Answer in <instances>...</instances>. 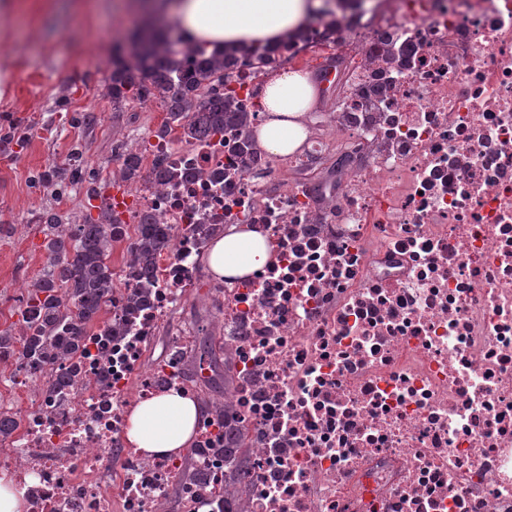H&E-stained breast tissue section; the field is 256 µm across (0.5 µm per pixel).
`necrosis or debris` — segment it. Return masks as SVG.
Here are the masks:
<instances>
[{
    "mask_svg": "<svg viewBox=\"0 0 512 512\" xmlns=\"http://www.w3.org/2000/svg\"><path fill=\"white\" fill-rule=\"evenodd\" d=\"M306 44L353 70L333 134L285 158L237 155L228 132L159 139L173 178L144 176L135 206L113 198L127 224L172 225L173 254L134 311L115 289L122 336L84 337L69 386L46 364L0 437L29 512H232L223 424L201 423L182 456L146 458L125 439L133 404L207 396L210 368L185 366L194 328L146 360L202 275L191 224L259 225L275 252L214 294L245 512H512V0H375ZM298 52L240 61L226 85L257 108ZM341 147L355 167L316 193Z\"/></svg>",
    "mask_w": 512,
    "mask_h": 512,
    "instance_id": "4bbe7bcc",
    "label": "necrosis or debris"
}]
</instances>
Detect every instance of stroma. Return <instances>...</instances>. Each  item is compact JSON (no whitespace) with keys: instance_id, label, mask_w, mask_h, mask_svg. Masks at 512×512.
<instances>
[{"instance_id":"35a3bbf8","label":"stroma","mask_w":512,"mask_h":512,"mask_svg":"<svg viewBox=\"0 0 512 512\" xmlns=\"http://www.w3.org/2000/svg\"><path fill=\"white\" fill-rule=\"evenodd\" d=\"M132 24L115 0H95L84 14L71 0H27L19 26L0 23V72L12 75L0 98V128L16 125L27 136L24 146L0 153V224L11 227L0 236V329L16 322L18 297L43 270V211L54 209L69 224L86 214L83 190L71 187L63 197L42 191L34 174L66 164L78 147L84 172L116 175L113 142L147 150L165 120L160 97L142 102L131 96L116 105L102 92L112 72V46ZM79 112L93 114L91 125H72Z\"/></svg>"}]
</instances>
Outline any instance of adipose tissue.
<instances>
[{"label": "adipose tissue", "instance_id": "obj_1", "mask_svg": "<svg viewBox=\"0 0 512 512\" xmlns=\"http://www.w3.org/2000/svg\"><path fill=\"white\" fill-rule=\"evenodd\" d=\"M322 0H122L123 9L140 23L176 26L186 43L207 51L240 43L279 40L300 28ZM314 94L310 79L284 70L265 87L260 101L263 121L257 142L267 153L287 156L308 137L302 121ZM273 258L267 237L256 230L226 229L212 242L206 260L217 279L246 278ZM202 410L178 390L140 402L126 431L128 444L144 455L181 454L189 447Z\"/></svg>", "mask_w": 512, "mask_h": 512}]
</instances>
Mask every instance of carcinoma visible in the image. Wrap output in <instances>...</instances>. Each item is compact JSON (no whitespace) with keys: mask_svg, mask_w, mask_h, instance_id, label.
<instances>
[{"mask_svg":"<svg viewBox=\"0 0 512 512\" xmlns=\"http://www.w3.org/2000/svg\"><path fill=\"white\" fill-rule=\"evenodd\" d=\"M242 57L264 64L256 46H240L214 51L191 47L168 31H156L147 37H130L128 50L112 53V74L106 89L112 102L119 104L128 92L143 98L144 88L151 85L166 104L167 117L156 136L163 138L180 131V141L187 142L209 133L236 130L243 135L240 153L252 155L260 148L252 135L255 113L244 109L233 92L207 97L224 84L226 72ZM352 157L340 155L324 175L343 179ZM82 153L73 148L69 167H52L39 174L46 182H59L76 176ZM145 157L134 150L127 153L119 168V180L125 182L143 176ZM46 261L43 272L19 299V319L0 329V350H13L17 339L14 327L31 328L21 348L22 361L38 369L48 360L65 362L73 358L84 336L98 324L103 305L112 300L115 282L108 264L109 256L119 243H127L125 268L138 278H147L157 270L161 259L171 253L175 231L151 216L136 225L134 233L125 231L120 217L109 206L100 207L98 218L87 216L81 224H65L52 210L43 213ZM198 358L209 362L224 379V391L230 389L229 358L215 350L214 340H203Z\"/></svg>","mask_w":512,"mask_h":512,"instance_id":"carcinoma-1","label":"carcinoma"}]
</instances>
